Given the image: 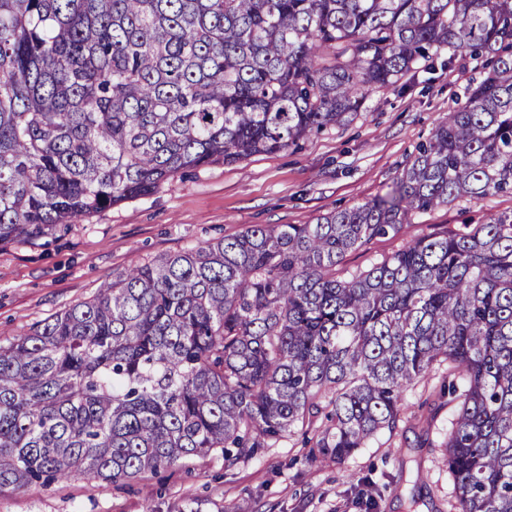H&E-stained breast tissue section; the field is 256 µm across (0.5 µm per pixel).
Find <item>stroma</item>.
<instances>
[{"mask_svg":"<svg viewBox=\"0 0 512 512\" xmlns=\"http://www.w3.org/2000/svg\"><path fill=\"white\" fill-rule=\"evenodd\" d=\"M484 76L472 60L417 71L375 92L367 111L296 146L186 172L37 243L0 246V342L92 298L136 264L253 224H312L385 194L415 146ZM511 212L510 194L461 199L349 252L345 265L365 269L423 234ZM435 386L411 387L396 430L340 463L309 461L296 434L230 469L214 454L118 484L77 475L49 490H5L0 512H367L369 497L375 512H456L444 463L452 415Z\"/></svg>","mask_w":512,"mask_h":512,"instance_id":"35a3bbf8","label":"stroma"}]
</instances>
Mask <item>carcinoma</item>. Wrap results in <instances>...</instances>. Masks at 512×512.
Here are the masks:
<instances>
[{
  "instance_id": "carcinoma-1",
  "label": "carcinoma",
  "mask_w": 512,
  "mask_h": 512,
  "mask_svg": "<svg viewBox=\"0 0 512 512\" xmlns=\"http://www.w3.org/2000/svg\"><path fill=\"white\" fill-rule=\"evenodd\" d=\"M461 57L486 77L386 195L143 263L0 344V489L231 467L296 428L341 461L446 361L457 512H512V213L344 267L417 213L512 195V0H0V245Z\"/></svg>"
}]
</instances>
